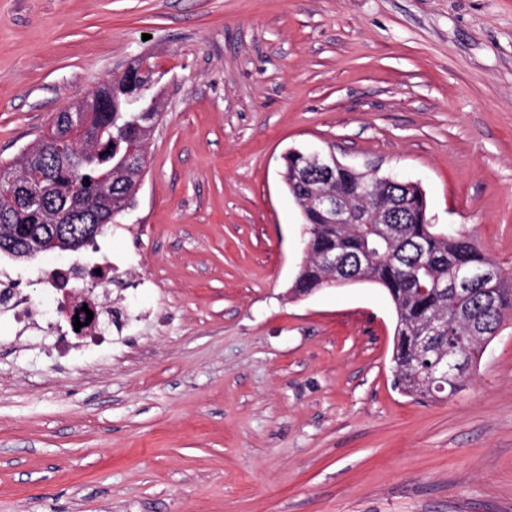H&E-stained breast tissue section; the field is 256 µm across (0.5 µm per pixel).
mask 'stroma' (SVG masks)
<instances>
[{
  "instance_id": "35a3bbf8",
  "label": "stroma",
  "mask_w": 512,
  "mask_h": 512,
  "mask_svg": "<svg viewBox=\"0 0 512 512\" xmlns=\"http://www.w3.org/2000/svg\"><path fill=\"white\" fill-rule=\"evenodd\" d=\"M148 58L164 116L110 246L128 327L57 360L0 314V512H512V319L456 394L395 313L295 298L291 148L420 184L512 278V0H0V162Z\"/></svg>"
}]
</instances>
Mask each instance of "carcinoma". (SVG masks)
Wrapping results in <instances>:
<instances>
[{"instance_id": "obj_1", "label": "carcinoma", "mask_w": 512, "mask_h": 512, "mask_svg": "<svg viewBox=\"0 0 512 512\" xmlns=\"http://www.w3.org/2000/svg\"><path fill=\"white\" fill-rule=\"evenodd\" d=\"M154 71H141L135 65L121 78L104 84L93 96L97 137L82 143L65 139L68 125L56 115L55 139L41 140L33 147L31 161L44 179L47 205H19L0 213V235L25 231L43 233L57 224L82 234L83 222L67 221L69 215L86 211L97 223L108 227L120 216L117 205L112 212L99 209V179L112 172L115 192L135 191L140 171L127 166L126 150L136 139L149 141L161 113L151 101L149 80ZM302 156L289 153L283 158L281 178L298 206L305 209L304 240L308 252L300 264L295 282L300 288L318 291L353 282H369L387 292L395 311L397 336L392 353V369L403 379L401 392L424 398L430 395L434 362L448 352L476 360L475 351L492 338L512 311V281L500 277L495 306L481 309L473 291H454L456 270L461 265L482 267L494 264L479 246L464 233H444L429 219L426 197L414 187L373 186L371 175L359 170L340 171L332 184L303 181L297 176ZM319 191H333L353 207L372 212L399 204L404 212L401 224L391 226L388 241L377 242L363 224H327L308 201ZM335 250L348 263L338 277L319 261L321 254ZM363 258L362 265L353 263ZM435 318L449 325V334L435 337L433 350L424 353L419 337L425 335L429 320ZM426 361L417 375L405 373L406 365L419 357Z\"/></svg>"}]
</instances>
